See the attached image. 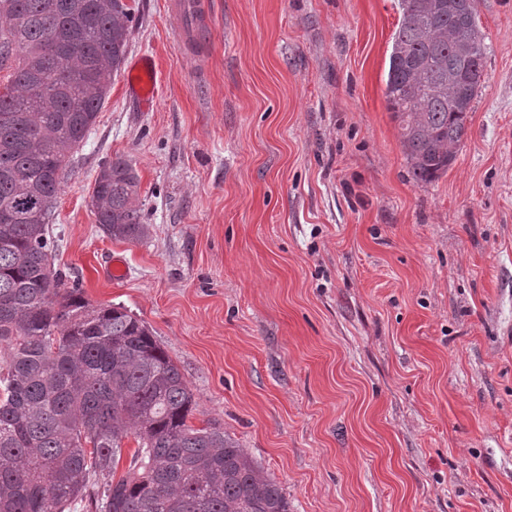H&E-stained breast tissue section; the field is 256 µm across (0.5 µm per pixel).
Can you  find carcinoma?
Masks as SVG:
<instances>
[{
  "label": "carcinoma",
  "instance_id": "cac0c4a2",
  "mask_svg": "<svg viewBox=\"0 0 512 512\" xmlns=\"http://www.w3.org/2000/svg\"><path fill=\"white\" fill-rule=\"evenodd\" d=\"M398 0L385 81L412 178L448 171L467 135L486 47L476 0ZM131 9L117 0H0V512H290L288 498L214 424L152 329L93 306L51 269L49 217L69 153L121 69ZM140 182L117 158L92 191L96 223L139 241ZM138 447L118 480L122 442Z\"/></svg>",
  "mask_w": 512,
  "mask_h": 512
}]
</instances>
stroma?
Listing matches in <instances>:
<instances>
[{"instance_id":"obj_1","label":"stroma","mask_w":512,"mask_h":512,"mask_svg":"<svg viewBox=\"0 0 512 512\" xmlns=\"http://www.w3.org/2000/svg\"><path fill=\"white\" fill-rule=\"evenodd\" d=\"M134 21L68 158L52 261L143 320L291 512H512V0H477L481 91L454 164L416 183L384 95L397 0H210L177 42ZM156 63V98L128 87ZM140 180L138 242L91 205ZM125 275L108 280L111 257ZM171 10L177 15L192 12L196 16V25L192 30L177 29V38L181 43L205 40L208 36V23L206 20L207 7L203 2L196 0H174ZM140 182L132 165L117 158L101 166L92 191V208L102 231L115 240L139 241L147 234L141 224Z\"/></svg>"}]
</instances>
